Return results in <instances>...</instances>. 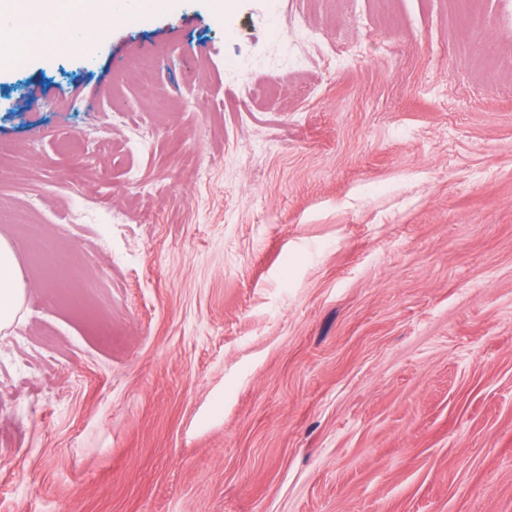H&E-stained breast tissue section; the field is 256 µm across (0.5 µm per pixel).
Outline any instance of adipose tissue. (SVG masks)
Returning <instances> with one entry per match:
<instances>
[{
	"instance_id": "ef3b65f1",
	"label": "adipose tissue",
	"mask_w": 512,
	"mask_h": 512,
	"mask_svg": "<svg viewBox=\"0 0 512 512\" xmlns=\"http://www.w3.org/2000/svg\"><path fill=\"white\" fill-rule=\"evenodd\" d=\"M169 0H38L36 9L25 11L23 18L8 17L0 25V39L21 41L26 26L52 27L66 22L70 15L102 19L120 10L123 17L139 18L167 9ZM24 302L22 274L16 261V249L0 238V333L16 322Z\"/></svg>"
}]
</instances>
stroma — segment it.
<instances>
[{
  "mask_svg": "<svg viewBox=\"0 0 512 512\" xmlns=\"http://www.w3.org/2000/svg\"><path fill=\"white\" fill-rule=\"evenodd\" d=\"M481 8L172 0L0 61V512H512V0ZM23 302L24 288L16 248L0 238V333L15 324Z\"/></svg>",
  "mask_w": 512,
  "mask_h": 512,
  "instance_id": "obj_1",
  "label": "stroma"
}]
</instances>
